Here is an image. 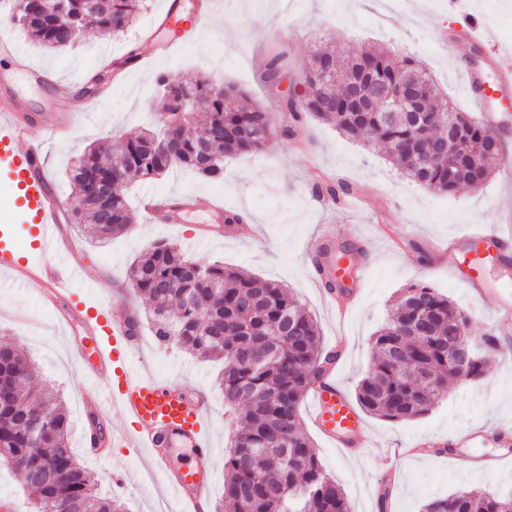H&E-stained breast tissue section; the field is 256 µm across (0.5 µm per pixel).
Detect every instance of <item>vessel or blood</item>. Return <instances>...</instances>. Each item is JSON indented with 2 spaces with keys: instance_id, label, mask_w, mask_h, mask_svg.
Here are the masks:
<instances>
[{
  "instance_id": "vessel-or-blood-1",
  "label": "vessel or blood",
  "mask_w": 512,
  "mask_h": 512,
  "mask_svg": "<svg viewBox=\"0 0 512 512\" xmlns=\"http://www.w3.org/2000/svg\"><path fill=\"white\" fill-rule=\"evenodd\" d=\"M165 24L175 30L172 40L157 44L156 53L170 54L177 43L191 40L209 18L201 11L192 18H184L176 0L164 15ZM0 59L11 60L15 70L29 72L38 81H52L55 91V109L70 111L75 98L72 83L51 80L48 69L27 68L14 45L0 40ZM471 100L485 122L502 126L512 124V72L495 71L493 77L467 68L463 71ZM23 103L8 77L0 78V174L8 180V188L23 200L25 222L36 225L41 235L40 258L19 259L9 245L0 246V264L14 272L35 277L44 291L61 310L60 320L67 326H79L84 336L94 344L95 360L84 357V349H77L82 357L86 378L98 380L103 371H111L112 380L98 393L96 405L112 409L113 413L129 422L121 440L125 447L146 450L145 463L161 476L162 495L174 512H209L213 504L214 448L207 427L209 402L197 391L164 381L148 372L134 369L132 358L138 341L127 314L110 312L101 299L106 288H99L98 303L69 305L66 296L75 282L80 266L59 231L63 206L45 171L44 145L59 137L66 125L54 121L44 128V138L31 141L27 127L17 117ZM141 205L151 223L172 225L180 220V210L170 197L144 196ZM455 245L468 267L469 286L481 291L482 268L485 260L512 267V235L488 229L466 234ZM338 270L335 261L319 264L314 278L317 288L327 298L335 293L329 286ZM334 317L344 318L345 307H331ZM312 401V420L330 443L343 446L368 447L365 423L351 402L336 384L334 365H326L321 375L309 387ZM191 449L195 464L178 474L171 473L167 453L174 446Z\"/></svg>"
}]
</instances>
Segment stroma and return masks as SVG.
I'll return each mask as SVG.
<instances>
[{
    "label": "stroma",
    "instance_id": "stroma-1",
    "mask_svg": "<svg viewBox=\"0 0 512 512\" xmlns=\"http://www.w3.org/2000/svg\"><path fill=\"white\" fill-rule=\"evenodd\" d=\"M163 10L164 0H150L149 9L121 37L90 31L76 49L66 51H49L29 40L0 11V38L13 40L30 64L50 65L58 79L80 87L98 73L106 55L146 59L141 67L128 64L121 79L112 80L110 97L79 119L66 142L48 147L46 171L68 211H75L77 200L66 179L67 168L85 148L109 136L117 139L143 131L156 120L159 74L182 81L205 76L240 84L278 129L285 125L281 95L262 84L258 74L265 60L280 50L288 52L286 84L289 95L298 101L306 95L302 70L316 48L353 49L381 43L424 63L449 100L470 112L474 106L463 93L461 74L469 50L463 14L474 13L482 19L489 34L485 55L512 45V0H461V14L454 18L447 15L448 0H417L415 5L400 7L383 26L373 15L371 0H215L213 22L195 42L156 59L145 31ZM14 90L25 103L23 117L32 135L40 136L54 113L50 88L19 76ZM224 167L226 176L220 184L205 183L181 171L129 187L134 222L108 243L93 242L77 224L68 226L87 278L119 284V291L108 298L110 309L133 310L139 320L137 365L208 396L217 500L223 495L224 451L242 422L237 411L224 404L218 384L221 363L197 360L176 344L159 341L145 317L146 302L130 286L127 271L153 243L167 239L187 246L189 254L198 258L290 287L316 319L325 347H332L336 338L344 339L336 380L350 398L369 368L370 339L386 323L403 289L425 284L448 295L465 310L469 331L478 338L494 334L498 307L512 302V275L505 274L499 264L487 262L484 291L474 294L465 270L455 266L452 249L462 232L497 226L503 213L512 211V178L503 170H495L479 187L436 193L403 179L384 147L345 139L335 126L306 112L296 134L272 137L261 151L225 158ZM330 184L347 186V194L319 203L311 200V193ZM148 191L183 193L193 199L194 207L177 229L150 223L140 205ZM217 200L223 201L225 210L240 214L243 222L253 223L250 236L227 233L200 239L201 225L214 221L210 205ZM324 224L335 225L336 243L352 247L354 265L364 269L351 295V308L340 323L332 320L327 301L311 284L315 257L305 248ZM1 336L35 361L34 388L59 390L71 445L79 462L94 475L98 491L124 502L128 512H151L157 496L140 454L117 441L105 457L92 456L85 449L94 425H102L109 435L125 430L127 424L109 412L92 414L86 404L93 393L71 361L74 346L82 340L80 329L62 331L40 286L0 269ZM498 343L480 381L450 380L447 397L428 414L403 421L364 415L372 441L368 448L346 450L329 444L312 425L309 401H301L303 427L352 512H421L431 497L460 489L512 495V333L499 336ZM491 430L506 435V443L477 441L466 453L500 458L495 468L468 473L457 470L445 456L396 460L385 452L391 443L405 446L428 440L439 444L465 432ZM116 473L126 475L124 488L113 487Z\"/></svg>",
    "mask_w": 512,
    "mask_h": 512
}]
</instances>
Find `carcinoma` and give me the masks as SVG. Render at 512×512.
Masks as SVG:
<instances>
[{
    "label": "carcinoma",
    "mask_w": 512,
    "mask_h": 512,
    "mask_svg": "<svg viewBox=\"0 0 512 512\" xmlns=\"http://www.w3.org/2000/svg\"><path fill=\"white\" fill-rule=\"evenodd\" d=\"M57 13L48 0H3L10 20L48 50L76 44L63 33L79 28L113 30L133 23L147 0H112L105 15L90 14L85 0ZM286 53L271 55L258 74L274 87L286 79ZM331 64L336 78L323 79ZM369 72L375 83L394 88L419 84L424 96L420 122H393L380 102L366 104L350 81ZM303 81L310 87L303 110L336 123L347 138L368 136L387 146L389 160L407 180L429 190L451 193L475 176L487 179L503 160L498 135L455 108L426 69L410 56H397L381 46H367L340 61L329 51L308 60ZM162 111L168 126L128 136L117 146L89 147L71 169L72 190L80 208L78 224L97 241L108 240L132 223L126 196L135 181H151L174 169H188L208 183L224 181V157L256 152L273 135L259 105L237 103L246 93L231 84L213 92L203 78L185 84L159 80ZM197 111L183 125L181 108ZM451 125L460 136L448 148V160L429 164L411 156L443 138ZM200 140L209 154L196 153ZM112 184L108 202L92 204L102 185ZM132 286L144 297L155 336L176 342L206 361L224 362L220 386L224 402L241 408L243 429L224 455V502L231 512H351L336 481L329 478L305 433L298 409L313 378L330 361L323 353L317 322L288 287L263 282L239 269L188 257L176 244L160 241L129 267ZM423 313L429 336H411L406 325ZM469 329L465 312L425 284L403 290L396 310L371 338L369 370L358 382L356 399L371 415L407 420L429 413L448 392V377L475 382L485 361L472 358L458 373L448 350V325ZM35 364L8 341L0 342V380L10 387L0 402V465L12 470L24 488L37 494L36 512H52L72 502L82 512H127L97 493L89 472L76 460L68 420L55 392L40 396L29 388ZM423 512H512V496L497 498L459 490L429 500Z\"/></svg>",
    "instance_id": "obj_1"
}]
</instances>
